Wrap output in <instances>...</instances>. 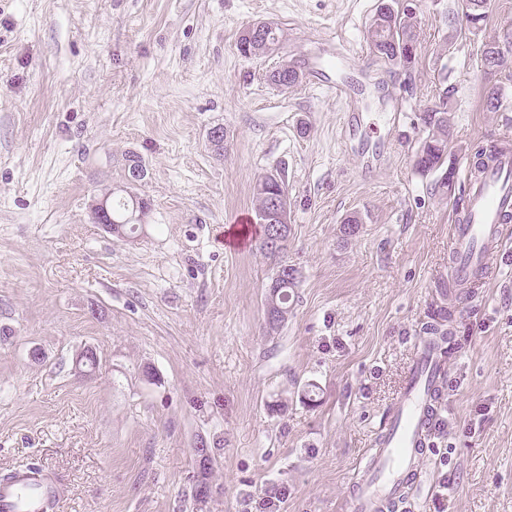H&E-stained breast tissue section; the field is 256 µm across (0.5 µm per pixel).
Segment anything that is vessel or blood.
<instances>
[{
  "instance_id": "1",
  "label": "vessel or blood",
  "mask_w": 512,
  "mask_h": 512,
  "mask_svg": "<svg viewBox=\"0 0 512 512\" xmlns=\"http://www.w3.org/2000/svg\"><path fill=\"white\" fill-rule=\"evenodd\" d=\"M512 221V145L504 144L478 178L469 180L450 243L449 281L471 283L499 253ZM448 361L439 343L417 338L409 378L353 484L350 512H393L420 474L423 450L439 422ZM57 488L41 470H18L0 483V512H45Z\"/></svg>"
}]
</instances>
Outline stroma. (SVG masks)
I'll return each mask as SVG.
<instances>
[{
  "mask_svg": "<svg viewBox=\"0 0 512 512\" xmlns=\"http://www.w3.org/2000/svg\"><path fill=\"white\" fill-rule=\"evenodd\" d=\"M379 2L0 0V474L53 472L54 512H256L269 487L288 491L278 512H346L413 339L444 306L457 354L407 506L512 512V241L488 276L447 286L460 159L512 139V67L487 73L483 53L512 54V0L475 34L456 0H419L407 69L368 50ZM257 21L284 41L247 58L236 42ZM340 41L350 54L326 68ZM284 63L302 78L279 88ZM313 67L368 86L336 96ZM443 94L448 164L424 173L422 116ZM276 171L300 278L271 333L253 191ZM126 187L149 204L134 238L92 216Z\"/></svg>",
  "mask_w": 512,
  "mask_h": 512,
  "instance_id": "35a3bbf8",
  "label": "stroma"
}]
</instances>
